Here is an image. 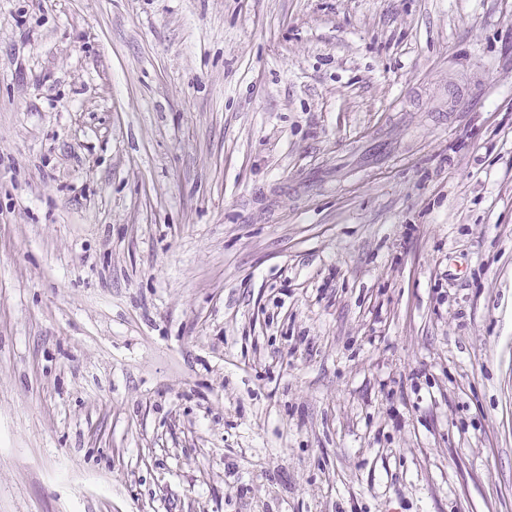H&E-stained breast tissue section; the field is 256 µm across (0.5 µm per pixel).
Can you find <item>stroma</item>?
Returning a JSON list of instances; mask_svg holds the SVG:
<instances>
[{"mask_svg": "<svg viewBox=\"0 0 512 512\" xmlns=\"http://www.w3.org/2000/svg\"><path fill=\"white\" fill-rule=\"evenodd\" d=\"M0 512H512V0H0Z\"/></svg>", "mask_w": 512, "mask_h": 512, "instance_id": "1", "label": "stroma"}]
</instances>
